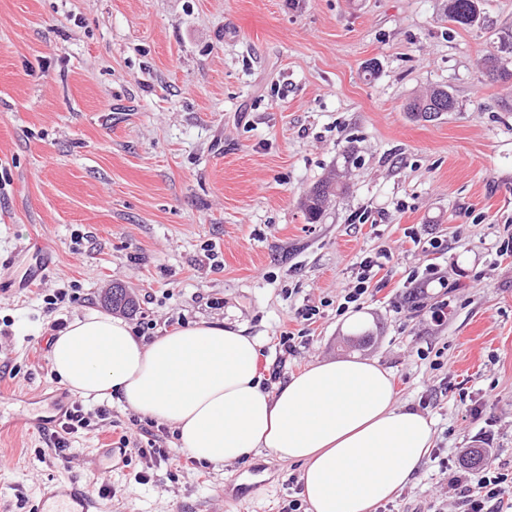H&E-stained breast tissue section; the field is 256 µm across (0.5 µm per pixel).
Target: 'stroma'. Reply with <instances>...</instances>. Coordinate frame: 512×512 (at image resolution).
I'll return each mask as SVG.
<instances>
[{"instance_id":"stroma-1","label":"stroma","mask_w":512,"mask_h":512,"mask_svg":"<svg viewBox=\"0 0 512 512\" xmlns=\"http://www.w3.org/2000/svg\"><path fill=\"white\" fill-rule=\"evenodd\" d=\"M445 5L0 0V426L23 407L91 414L66 458L33 427L0 438V512L88 484L123 435L137 447L104 476L100 512H288L297 499L298 465H203L171 426L78 399L55 376L51 323L104 308L116 283L149 340L222 320L259 340L264 375L292 333L283 382L324 359L389 369L400 405L432 418L434 446L377 512H450L448 479L483 431L486 463L512 471V81L481 69L512 33V0H483L467 27ZM436 87L455 111L407 112ZM335 171L346 194L307 223L302 196ZM34 237L53 267L29 288ZM374 255L367 325L350 332L337 307ZM431 268L444 283L412 301V277Z\"/></svg>"}]
</instances>
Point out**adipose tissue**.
<instances>
[{"instance_id":"1","label":"adipose tissue","mask_w":512,"mask_h":512,"mask_svg":"<svg viewBox=\"0 0 512 512\" xmlns=\"http://www.w3.org/2000/svg\"><path fill=\"white\" fill-rule=\"evenodd\" d=\"M242 326L203 321L151 342L89 309L52 343L51 367L81 397H117L175 430L212 468L260 454L298 464L308 512H377L410 486L433 446V420L398 403L378 360L313 363L275 390Z\"/></svg>"}]
</instances>
